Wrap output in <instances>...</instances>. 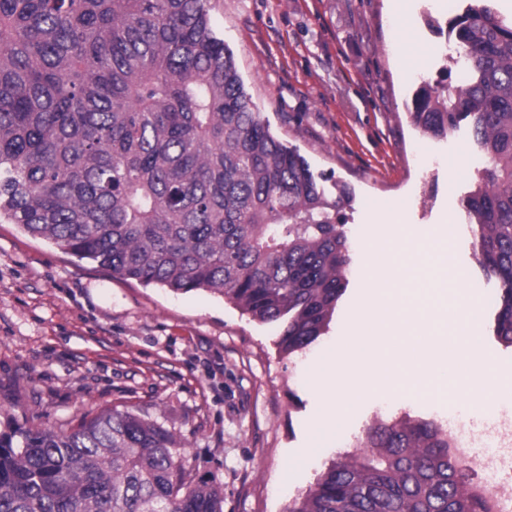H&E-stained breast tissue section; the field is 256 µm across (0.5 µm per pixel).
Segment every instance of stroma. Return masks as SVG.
Returning <instances> with one entry per match:
<instances>
[{"label": "stroma", "instance_id": "1", "mask_svg": "<svg viewBox=\"0 0 512 512\" xmlns=\"http://www.w3.org/2000/svg\"><path fill=\"white\" fill-rule=\"evenodd\" d=\"M258 112L298 149L328 193L353 195L344 226L353 263L328 333L285 356L278 328L204 290L126 282L0 221V413L58 429L117 407L180 442L196 478L224 487V512H286L380 419L447 420L446 402L384 393L331 421L316 375L344 340L366 286L370 216L400 225L424 255L452 224L448 268L465 275L478 332L512 393V347L493 334L497 284L481 268L462 200L487 165L460 126L443 138L409 117L425 82L458 84L460 49L445 27L463 0H209Z\"/></svg>", "mask_w": 512, "mask_h": 512}]
</instances>
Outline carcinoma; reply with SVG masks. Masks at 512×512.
Returning a JSON list of instances; mask_svg holds the SVG:
<instances>
[{
    "label": "carcinoma",
    "instance_id": "cac0c4a2",
    "mask_svg": "<svg viewBox=\"0 0 512 512\" xmlns=\"http://www.w3.org/2000/svg\"><path fill=\"white\" fill-rule=\"evenodd\" d=\"M209 0H0V218L127 282L209 291L279 326L285 355L332 321L352 262L328 194L256 111ZM463 84L425 83L412 124L466 121L488 159L462 202L512 347V25L452 19ZM156 421L116 407L67 431L0 416V512H224ZM448 430L383 420L287 512H486Z\"/></svg>",
    "mask_w": 512,
    "mask_h": 512
}]
</instances>
